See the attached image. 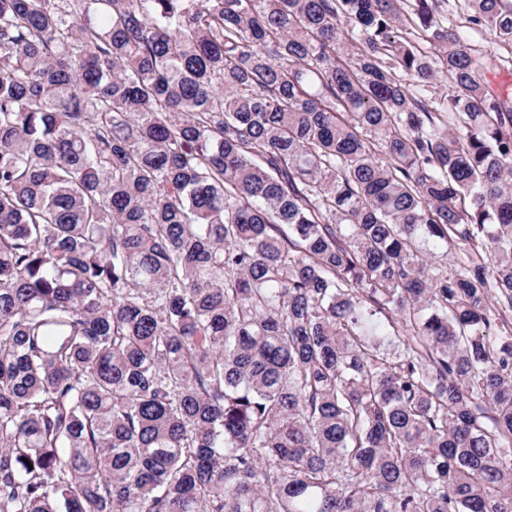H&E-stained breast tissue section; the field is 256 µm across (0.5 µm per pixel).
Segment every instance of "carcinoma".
<instances>
[{
  "instance_id": "obj_1",
  "label": "carcinoma",
  "mask_w": 512,
  "mask_h": 512,
  "mask_svg": "<svg viewBox=\"0 0 512 512\" xmlns=\"http://www.w3.org/2000/svg\"><path fill=\"white\" fill-rule=\"evenodd\" d=\"M445 6L0 0V512H512L508 58Z\"/></svg>"
}]
</instances>
